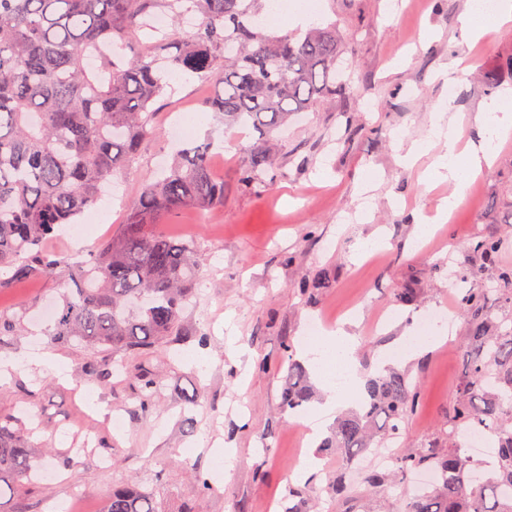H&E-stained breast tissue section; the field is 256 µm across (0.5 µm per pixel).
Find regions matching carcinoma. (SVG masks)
Masks as SVG:
<instances>
[{"mask_svg": "<svg viewBox=\"0 0 512 512\" xmlns=\"http://www.w3.org/2000/svg\"><path fill=\"white\" fill-rule=\"evenodd\" d=\"M264 0H0V272L58 277L66 287L50 336L102 350L107 358L87 374L111 385L115 363L147 360L169 336L182 332L183 315L202 275L194 244L160 231L174 214L224 205V183L209 166L213 141L175 154L172 165L144 181L117 234L101 242L88 262H69L43 250L44 241L93 207L104 183L121 174L142 140L156 131L154 106L167 77L188 73L220 87L210 102L227 129L262 135L246 150L244 182L266 187L274 168L272 133L346 86L336 70L344 38L313 26L278 35L259 28ZM197 23L151 33L130 60L117 53L159 11L179 21L184 8ZM97 71L86 58L104 44ZM502 241L472 240L469 251L485 268L496 265ZM502 288L478 282L464 290L460 313L468 330L467 363L448 418L447 450L426 440L392 465L370 468V489L399 490L400 512H512V319L499 317L487 298L497 293L512 309V272ZM140 412L154 409L161 378L142 371ZM306 372L288 361L280 393L283 409L310 401ZM421 402L405 372L370 377L358 403L337 417L322 451L342 461L333 492L363 512L349 494L351 466L401 434ZM484 428L496 442L495 464L480 477L454 445L459 431ZM22 418L0 412V501L38 478L41 465ZM433 469L423 492L411 476ZM106 512H156L133 485L112 489Z\"/></svg>", "mask_w": 512, "mask_h": 512, "instance_id": "1", "label": "carcinoma"}]
</instances>
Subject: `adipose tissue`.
<instances>
[{"mask_svg":"<svg viewBox=\"0 0 512 512\" xmlns=\"http://www.w3.org/2000/svg\"><path fill=\"white\" fill-rule=\"evenodd\" d=\"M465 31L482 36L488 28L512 23V0H496L492 9H484L481 0H468L467 8L460 17ZM484 126L482 141L468 149H459L460 134L458 121L447 119L445 112H437L426 139L414 143L407 152L408 157L434 153L437 143H444L445 149L436 158L427 172L428 179L447 181L451 191L437 208L432 223L422 224V231H429L431 224L447 221L449 215L464 201L472 179L484 165L490 164L499 144L512 135V89H504L489 101L481 114ZM305 354L311 355L315 366L323 362L335 365L344 380V387H337L330 379H323L322 388L327 397L324 409L335 408L340 398L358 391L362 379L358 374L355 356L356 343L353 336L344 329L316 337L304 344Z\"/></svg>","mask_w":512,"mask_h":512,"instance_id":"obj_1","label":"adipose tissue"}]
</instances>
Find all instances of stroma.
<instances>
[{
  "instance_id": "35a3bbf8",
  "label": "stroma",
  "mask_w": 512,
  "mask_h": 512,
  "mask_svg": "<svg viewBox=\"0 0 512 512\" xmlns=\"http://www.w3.org/2000/svg\"><path fill=\"white\" fill-rule=\"evenodd\" d=\"M467 0H315L318 23H335L345 37L346 90L289 121L277 135L276 179L255 192L242 183L243 150L256 135L223 138L224 124L208 100L211 84L175 73L158 103L157 134L147 137L125 171L113 178V208L95 205L79 238L60 231L48 251L72 259L89 254L100 238L118 232L145 178L167 165L173 145L163 129L174 115L191 111L200 120L189 145L213 139L221 151L210 164L224 184V204L171 216L163 229L193 242L204 272L196 284L181 335L163 343L146 365L163 373L164 387L150 416L138 411L135 377L123 374L100 387L84 366L93 351L53 341L41 310L58 304L62 286L51 277L0 285V316L19 320L21 333L0 336V360L12 362L0 382V411L34 410L42 429L43 463L53 484L25 487L6 502L7 512H55L81 492V512H105L115 485L148 492L156 512H282L299 456L315 457L305 484L308 512H344L330 487L340 462L304 441L292 415L281 410L286 377L280 370L285 343L304 363L302 336L317 317L344 324L356 336L363 375L380 370V357L405 336L409 321L443 307L458 308L448 269L474 268L467 251L474 237L501 239L497 269H512V138L502 143L477 188L447 224L420 235L421 216L431 214L447 184L421 181L429 157L414 165L402 158L429 133L434 112L447 107L464 117L463 141L480 143L477 117L491 98L485 76L495 73L512 88V24L488 36L473 53L460 28ZM468 68L447 86L438 73L454 57ZM380 237L382 247L356 257L358 240ZM497 269L479 272L495 279ZM325 287L302 294L304 282ZM413 287L411 306L394 294ZM447 345L432 346L394 366L419 383L422 402L402 431L404 448L441 435L463 373L467 325L462 317ZM206 340H199V333ZM58 355L67 379L29 367L33 354ZM195 360H186V353ZM124 420L113 429L112 415ZM236 456L223 474L211 472L213 447ZM212 476L215 489L201 495L197 473Z\"/></svg>"
}]
</instances>
